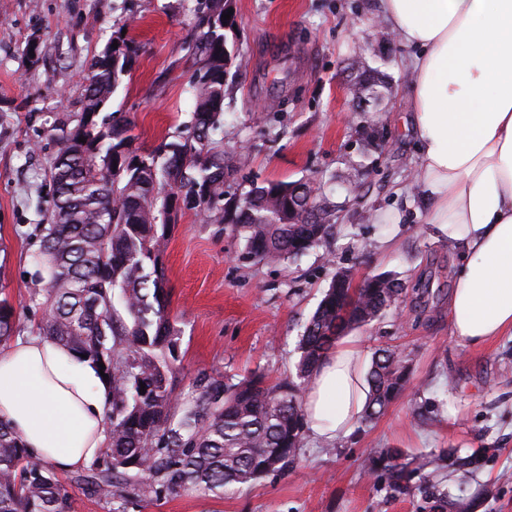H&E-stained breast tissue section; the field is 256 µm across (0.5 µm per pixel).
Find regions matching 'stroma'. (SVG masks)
<instances>
[{
    "instance_id": "1",
    "label": "stroma",
    "mask_w": 512,
    "mask_h": 512,
    "mask_svg": "<svg viewBox=\"0 0 512 512\" xmlns=\"http://www.w3.org/2000/svg\"><path fill=\"white\" fill-rule=\"evenodd\" d=\"M200 0H0V299L15 308L16 332L35 331L43 312L36 287L37 225L50 208L47 129L77 111L86 62L125 31L139 47L133 69L106 105L131 123L133 145L150 152L176 138L194 108L192 33ZM380 0H234L235 48L224 98V148L247 146L239 179L312 181L336 209L330 236L297 259H244V241L226 224L186 213L162 262L168 313L180 331L174 393L198 396L210 379L252 372L296 373L299 337L336 267L356 279L389 272L407 296L397 310L358 328L369 351H404L409 390L385 413L356 423L334 454L305 438L285 473L216 498L189 491L142 497L127 512H512V336L459 344L448 296L461 249L434 239L414 181L419 151L410 121L408 50L380 15ZM41 52L30 56L28 41ZM365 57L391 84L366 111L352 109L350 68ZM360 171L349 195L343 178ZM435 403L427 423L421 406ZM386 448L467 455L488 449L469 475L433 466L447 501L402 495L371 472Z\"/></svg>"
}]
</instances>
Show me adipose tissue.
Segmentation results:
<instances>
[{
    "label": "adipose tissue",
    "mask_w": 512,
    "mask_h": 512,
    "mask_svg": "<svg viewBox=\"0 0 512 512\" xmlns=\"http://www.w3.org/2000/svg\"><path fill=\"white\" fill-rule=\"evenodd\" d=\"M408 48L415 177L434 238L464 252L448 301L453 336L481 345L512 335V0H380ZM368 349L347 336L314 371L304 411L327 444L351 433L367 397ZM109 388L68 348L17 337L0 355V422L58 471L109 441Z\"/></svg>",
    "instance_id": "adipose-tissue-1"
}]
</instances>
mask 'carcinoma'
Here are the masks:
<instances>
[{
  "label": "carcinoma",
  "instance_id": "obj_1",
  "mask_svg": "<svg viewBox=\"0 0 512 512\" xmlns=\"http://www.w3.org/2000/svg\"><path fill=\"white\" fill-rule=\"evenodd\" d=\"M222 14L224 0H206L197 18L193 65L208 79L192 82L194 112L178 139L142 155L127 119L103 114L136 62L137 46L120 34L90 59L80 111L48 131L55 147L48 167L53 198L49 223L38 225L34 277L45 287L31 301L44 308V318L34 335L108 375L109 447L75 482L91 495L119 500L115 512H125L131 494L160 500L196 489L222 498L285 471L303 444L301 391L314 370L343 332L397 307L405 293L388 273L355 288L352 271L340 268L301 334L296 377L271 383L255 373L235 383L215 380L195 400L178 404L172 360L179 334L167 312L162 263L167 231L191 211L204 222L231 225L243 235L247 258L272 264L302 256L332 228L333 212L311 183L266 180L240 192L227 182L246 151L233 163L215 138L223 126L227 74ZM353 69L360 73L352 88L357 104L381 99L385 81L378 71L362 57ZM299 185L310 196L309 208L288 223L282 214ZM178 200L184 207L175 212ZM14 333V308L4 298L0 342ZM367 382L364 422L379 418L408 389L404 353L377 349ZM486 453L449 450L443 460L466 474L482 466ZM426 466L425 457L400 448L385 449L375 462L394 491L445 497L428 485ZM0 512H72L71 493L53 468L33 458L2 422Z\"/></svg>",
  "mask_w": 512,
  "mask_h": 512
}]
</instances>
